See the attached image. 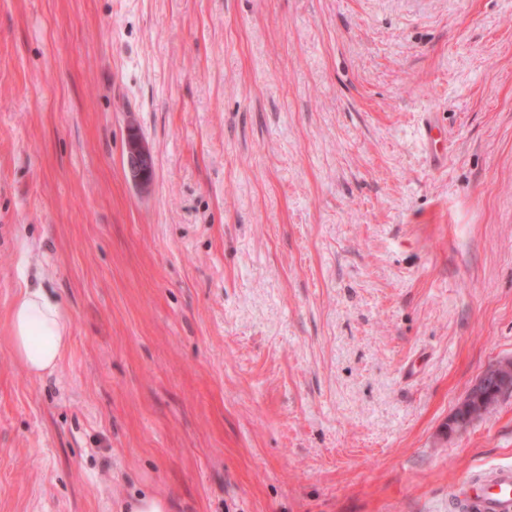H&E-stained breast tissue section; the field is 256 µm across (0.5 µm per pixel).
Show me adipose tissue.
<instances>
[{
    "instance_id": "adipose-tissue-1",
    "label": "adipose tissue",
    "mask_w": 512,
    "mask_h": 512,
    "mask_svg": "<svg viewBox=\"0 0 512 512\" xmlns=\"http://www.w3.org/2000/svg\"><path fill=\"white\" fill-rule=\"evenodd\" d=\"M9 339L16 358L31 374L53 372L70 342L67 313L45 289H25L11 307Z\"/></svg>"
}]
</instances>
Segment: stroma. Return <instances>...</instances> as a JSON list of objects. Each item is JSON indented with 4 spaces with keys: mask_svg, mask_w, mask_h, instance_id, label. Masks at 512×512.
<instances>
[{
    "mask_svg": "<svg viewBox=\"0 0 512 512\" xmlns=\"http://www.w3.org/2000/svg\"><path fill=\"white\" fill-rule=\"evenodd\" d=\"M504 357L512 0H0V512H452ZM421 136L431 154L448 158L447 135L444 130L434 124L427 123L422 128ZM127 163L129 174L141 189L150 187L154 176V159L143 139L131 132L127 139ZM66 311L44 288H25L9 315V339L14 355L33 375L53 372L70 342ZM487 379L501 386L503 391L510 390L512 387V358L501 359L491 364L467 393L466 397L468 396V403L472 400L473 396L477 397V403L481 413L484 412L486 407V403H483L486 396L482 394V389L483 386L488 384ZM468 403L462 404L456 409L452 416V425L454 427L459 428L457 424L459 421L467 425L474 417L472 413L478 408L472 407ZM169 512V504L166 500L156 496H142L130 501L128 505L123 504L120 512Z\"/></svg>",
    "mask_w": 512,
    "mask_h": 512,
    "instance_id": "obj_1",
    "label": "stroma"
}]
</instances>
